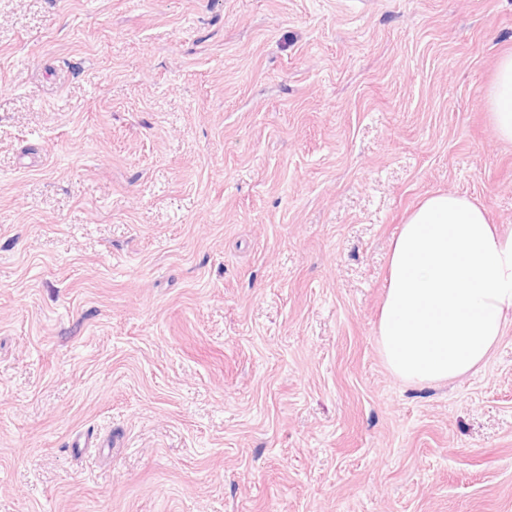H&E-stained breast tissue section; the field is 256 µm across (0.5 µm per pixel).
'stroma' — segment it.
I'll list each match as a JSON object with an SVG mask.
<instances>
[{"label":"stroma","mask_w":512,"mask_h":512,"mask_svg":"<svg viewBox=\"0 0 512 512\" xmlns=\"http://www.w3.org/2000/svg\"><path fill=\"white\" fill-rule=\"evenodd\" d=\"M509 51L512 0H0V512H512V324L376 343L423 198L512 227ZM491 122L496 135L512 142V53L499 57L488 95Z\"/></svg>","instance_id":"35a3bbf8"}]
</instances>
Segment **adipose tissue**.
Returning <instances> with one entry per match:
<instances>
[{
    "label": "adipose tissue",
    "mask_w": 512,
    "mask_h": 512,
    "mask_svg": "<svg viewBox=\"0 0 512 512\" xmlns=\"http://www.w3.org/2000/svg\"><path fill=\"white\" fill-rule=\"evenodd\" d=\"M496 135L512 142V53L499 57L488 95ZM512 323V229L471 198L435 193L392 243L377 326L386 368L431 385L484 364Z\"/></svg>",
    "instance_id": "adipose-tissue-1"
}]
</instances>
